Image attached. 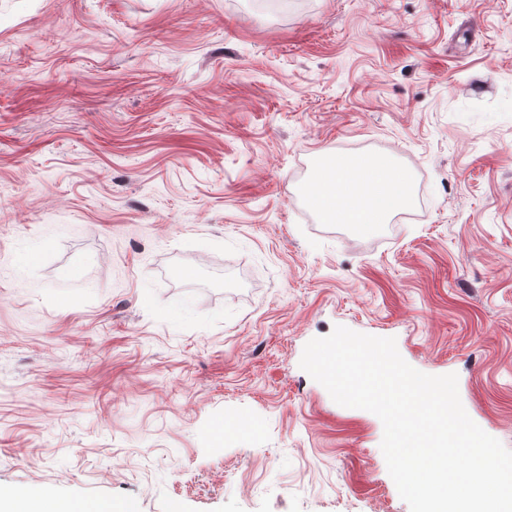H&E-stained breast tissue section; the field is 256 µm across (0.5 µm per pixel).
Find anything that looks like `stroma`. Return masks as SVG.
Segmentation results:
<instances>
[{"instance_id":"stroma-1","label":"stroma","mask_w":512,"mask_h":512,"mask_svg":"<svg viewBox=\"0 0 512 512\" xmlns=\"http://www.w3.org/2000/svg\"><path fill=\"white\" fill-rule=\"evenodd\" d=\"M324 153L412 204L321 223ZM338 325L512 450V0H0V491L410 512Z\"/></svg>"}]
</instances>
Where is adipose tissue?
<instances>
[{
	"label": "adipose tissue",
	"mask_w": 512,
	"mask_h": 512,
	"mask_svg": "<svg viewBox=\"0 0 512 512\" xmlns=\"http://www.w3.org/2000/svg\"><path fill=\"white\" fill-rule=\"evenodd\" d=\"M306 200L327 224H345L363 232L389 223L410 201V187L403 173L385 156H328L306 188ZM15 512H129L125 503L109 500L80 505L60 504L44 498L29 504L25 494L12 495Z\"/></svg>",
	"instance_id": "1"
}]
</instances>
